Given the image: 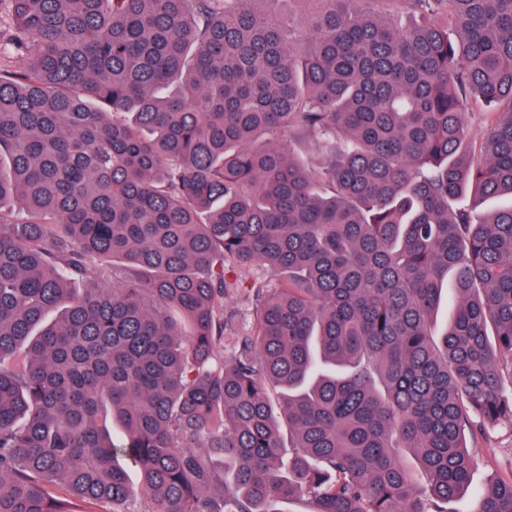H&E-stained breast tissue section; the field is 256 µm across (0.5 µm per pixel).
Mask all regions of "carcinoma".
Returning a JSON list of instances; mask_svg holds the SVG:
<instances>
[{"label":"carcinoma","instance_id":"obj_1","mask_svg":"<svg viewBox=\"0 0 512 512\" xmlns=\"http://www.w3.org/2000/svg\"><path fill=\"white\" fill-rule=\"evenodd\" d=\"M0 1V512H447L512 428V0ZM486 108L482 104L470 106L469 112H466V123L469 130L470 139L477 145L482 141L487 132V122L485 118Z\"/></svg>","mask_w":512,"mask_h":512}]
</instances>
